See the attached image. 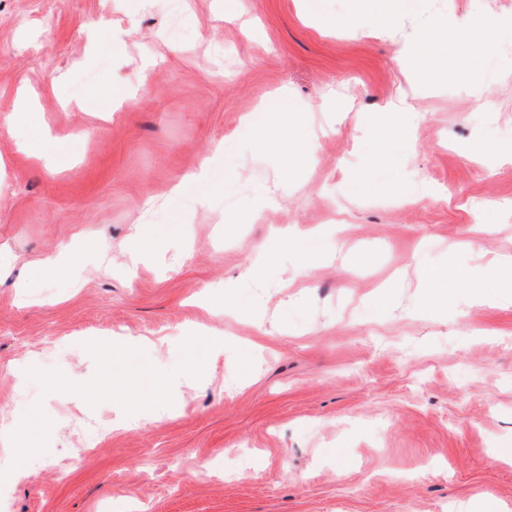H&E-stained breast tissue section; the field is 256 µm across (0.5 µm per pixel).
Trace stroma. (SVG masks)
Segmentation results:
<instances>
[{
  "instance_id": "stroma-1",
  "label": "stroma",
  "mask_w": 512,
  "mask_h": 512,
  "mask_svg": "<svg viewBox=\"0 0 512 512\" xmlns=\"http://www.w3.org/2000/svg\"><path fill=\"white\" fill-rule=\"evenodd\" d=\"M477 8L512 15L416 0L386 29L355 0L315 20L302 0H0V424L31 410L44 451L0 512H512V304L491 274L512 260V33L475 77L400 59ZM283 90L304 121L254 148ZM401 92L410 133L380 143L366 127ZM202 169L200 204L177 188ZM361 169L399 199L350 195ZM448 268L468 281L445 299L422 273ZM194 367L172 415L114 428Z\"/></svg>"
}]
</instances>
